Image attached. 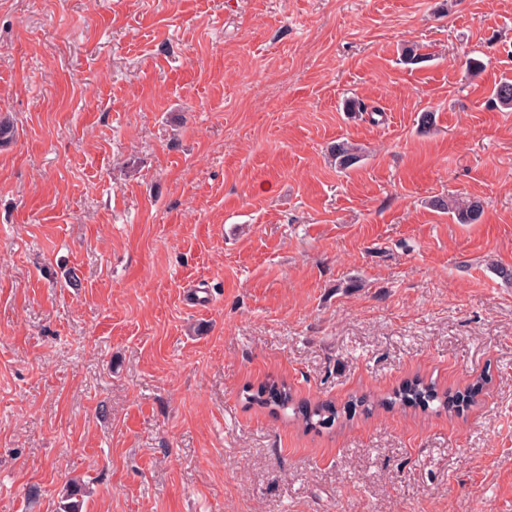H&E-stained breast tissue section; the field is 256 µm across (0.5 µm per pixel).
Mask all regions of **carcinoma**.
Returning a JSON list of instances; mask_svg holds the SVG:
<instances>
[{"label": "carcinoma", "mask_w": 512, "mask_h": 512, "mask_svg": "<svg viewBox=\"0 0 512 512\" xmlns=\"http://www.w3.org/2000/svg\"><path fill=\"white\" fill-rule=\"evenodd\" d=\"M493 99L504 108H512V81L504 79L499 81L493 89ZM336 165L341 169H349L359 163L364 157L363 148L355 143L341 141L336 143L331 152ZM431 206L444 210L453 215L459 224H476L480 221L484 205L477 198L468 199L463 202L450 201L444 198H436L431 201ZM486 380L479 378L470 383L464 391L457 392L454 399H448V394L439 393L434 381H427L420 376L407 381L394 393L390 399L383 398L380 404H399L403 407H420L427 409L430 403L437 401L439 406L448 412H455L460 406L475 401L484 388ZM246 399L251 403L273 406L282 411L292 410L289 419L296 421L305 428L323 427L334 425L341 419H349L358 399H350L343 406L338 407L331 401H322L315 405L297 403L294 400L291 388L284 381L265 382L252 388L246 387ZM82 495L81 487L71 483L64 487V492L58 502L57 512H82L83 501L79 499Z\"/></svg>", "instance_id": "cac0c4a2"}]
</instances>
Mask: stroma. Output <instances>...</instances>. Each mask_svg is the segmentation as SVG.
<instances>
[{
	"instance_id": "35a3bbf8",
	"label": "stroma",
	"mask_w": 512,
	"mask_h": 512,
	"mask_svg": "<svg viewBox=\"0 0 512 512\" xmlns=\"http://www.w3.org/2000/svg\"><path fill=\"white\" fill-rule=\"evenodd\" d=\"M505 77L512 0H0V512H512ZM332 158L340 169H349L359 163L364 157L363 148L355 143L337 142L331 152ZM433 208L451 213L457 223L475 224L478 223L484 211L483 202L473 198L463 202L450 201L444 198H435L431 201ZM485 384L486 380L479 378L470 383L463 392H457L454 399L448 400V394H440L434 381H426L423 377L415 376L403 384L397 392L393 393V398H383L379 402L380 405L390 403L394 405L399 404L403 407H420L426 410L430 403L437 401L439 402V407L451 413L459 410L460 406L464 403L466 405L473 403L476 395L483 390ZM245 389V398L249 403L274 406L282 410L287 417V410L291 409L292 415H289V419L295 420L303 428H328L333 426L336 421L348 420L359 401L357 398H352L339 408L332 401L318 402L313 406L301 402L296 404L291 388L283 381L260 383L255 389L251 386Z\"/></svg>"
}]
</instances>
